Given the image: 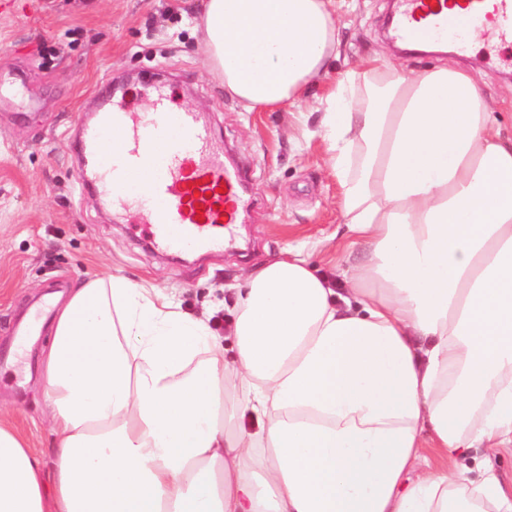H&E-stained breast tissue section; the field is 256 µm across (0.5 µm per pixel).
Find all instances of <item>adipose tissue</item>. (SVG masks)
<instances>
[{"label": "adipose tissue", "mask_w": 512, "mask_h": 512, "mask_svg": "<svg viewBox=\"0 0 512 512\" xmlns=\"http://www.w3.org/2000/svg\"><path fill=\"white\" fill-rule=\"evenodd\" d=\"M332 2L207 0L225 93L302 102L338 56ZM361 65L377 92L338 82L323 129L362 260L257 266L225 334L111 274L55 298V462L0 421V512H512L465 465L512 447V134L456 63Z\"/></svg>", "instance_id": "1"}]
</instances>
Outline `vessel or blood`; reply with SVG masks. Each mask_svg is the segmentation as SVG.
<instances>
[{
	"label": "vessel or blood",
	"mask_w": 512,
	"mask_h": 512,
	"mask_svg": "<svg viewBox=\"0 0 512 512\" xmlns=\"http://www.w3.org/2000/svg\"><path fill=\"white\" fill-rule=\"evenodd\" d=\"M494 27L512 40V0H397L393 37L403 42L452 39L467 50L473 32ZM177 87L154 86L148 109L130 110L105 97L102 113L79 140L95 172L82 184L109 201L113 213L138 217L163 252H219L248 217L245 169L224 153L206 113L176 104Z\"/></svg>",
	"instance_id": "obj_1"
}]
</instances>
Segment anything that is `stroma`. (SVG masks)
Instances as JSON below:
<instances>
[{
    "mask_svg": "<svg viewBox=\"0 0 512 512\" xmlns=\"http://www.w3.org/2000/svg\"><path fill=\"white\" fill-rule=\"evenodd\" d=\"M205 0H0V85L26 77V97H0V420L52 462L39 384L48 332L19 355L9 328L46 293L110 273L148 282L183 311L220 307L234 319V285L282 250L302 251L330 271L344 216L321 118L342 77L365 95L358 63L380 55L408 69L437 56L395 54L385 37L388 0H334L340 55L297 106L250 112L224 93L202 51L196 20ZM472 70L503 129L512 128V46L484 42L456 57ZM181 75L177 103L209 112L219 140L248 172L242 245L185 261L147 246L138 225L114 221L96 194L79 189L74 133L101 106L104 78L141 108L144 70Z\"/></svg>",
    "mask_w": 512,
    "mask_h": 512,
    "instance_id": "stroma-1",
    "label": "stroma"
}]
</instances>
